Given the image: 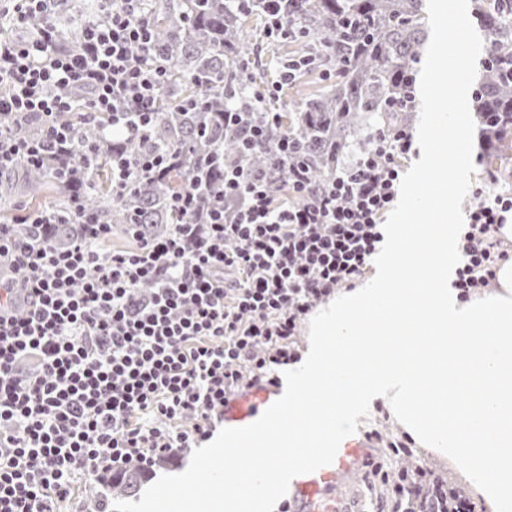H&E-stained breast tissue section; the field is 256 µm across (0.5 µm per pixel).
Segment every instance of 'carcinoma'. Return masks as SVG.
Segmentation results:
<instances>
[{
  "label": "carcinoma",
  "instance_id": "cac0c4a2",
  "mask_svg": "<svg viewBox=\"0 0 512 512\" xmlns=\"http://www.w3.org/2000/svg\"><path fill=\"white\" fill-rule=\"evenodd\" d=\"M291 2L286 20L304 38L297 40L300 49L289 59L311 61L309 75L334 69L336 79L282 115L279 124L265 127L264 142L250 162L270 175L276 196L288 184L290 163H306L318 182L332 174L361 120L371 119L378 129L400 122L402 115L387 102L409 90L408 76H416L430 39L427 0ZM150 13L156 51L169 64L150 141L105 142L102 130L108 117L86 124L77 113L63 116L77 131L73 148L46 168L25 167L18 179L1 182L0 217L11 211L17 195L35 203L51 188L55 197L50 209L56 215H68L79 199L106 223L140 224L149 237L183 222L172 204L191 177L208 187L195 201L198 213L222 189L224 161L235 160L239 152L237 133L224 129L221 120L224 98H239L245 112L253 107L235 84L248 55L241 21L252 16L265 26L266 5L256 0L244 13L235 0H151ZM471 16L486 44L471 88L486 149L483 161L488 170L501 172L503 159L512 154V0H472ZM0 130L36 137L39 125L33 118L0 113ZM285 132L292 135L295 152L284 163L279 143ZM88 145L95 148L91 164L85 156ZM154 149L171 157L167 168L139 178L119 197L112 195V155L134 158ZM147 478L135 467L112 479V485L134 496Z\"/></svg>",
  "mask_w": 512,
  "mask_h": 512
}]
</instances>
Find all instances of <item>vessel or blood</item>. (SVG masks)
<instances>
[{
  "label": "vessel or blood",
  "mask_w": 512,
  "mask_h": 512,
  "mask_svg": "<svg viewBox=\"0 0 512 512\" xmlns=\"http://www.w3.org/2000/svg\"><path fill=\"white\" fill-rule=\"evenodd\" d=\"M272 402L271 392L259 386L253 387L225 405L224 424L231 428L249 425ZM364 448L365 444L361 440H345L341 443L333 463L315 472L296 476L290 483L291 512H309L310 507L324 497L336 481L353 466L363 454Z\"/></svg>",
  "instance_id": "1"
}]
</instances>
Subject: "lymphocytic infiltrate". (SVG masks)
<instances>
[{
  "label": "lymphocytic infiltrate",
  "instance_id": "lymphocytic-infiltrate-1",
  "mask_svg": "<svg viewBox=\"0 0 512 512\" xmlns=\"http://www.w3.org/2000/svg\"><path fill=\"white\" fill-rule=\"evenodd\" d=\"M147 0H92L102 13L65 48L55 29L19 35L28 20L53 14L56 0L0 6V112L39 116L37 138L0 136V176L41 166L70 151L74 111L64 89L89 96L84 121L108 115L106 139L150 140L168 76L156 60ZM303 66L285 65L277 82L249 70L239 79L257 114L224 110V125L243 132L240 154L224 166V192L197 222L102 257L111 225L74 207L80 228L56 243L58 217L15 228L0 225V512H60L76 481L95 484L196 447L213 436L231 397L254 385L275 387L277 366L296 360L299 324L336 290L353 288L383 239L398 197L400 162L414 153L406 125L377 130L368 149L324 182L305 163L289 167L287 198L273 203L269 180L248 157L280 115L270 103ZM151 151L112 169L123 195L137 178L163 171ZM487 173L459 236L462 298L488 287L512 257L499 231L512 214V190ZM386 443L411 461L391 483L388 512H475L476 505L435 477L402 438Z\"/></svg>",
  "mask_w": 512,
  "mask_h": 512
}]
</instances>
